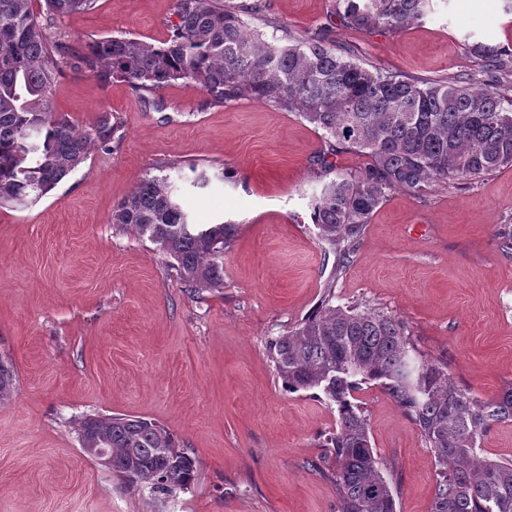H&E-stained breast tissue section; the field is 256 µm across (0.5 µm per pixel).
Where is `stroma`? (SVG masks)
<instances>
[{
  "label": "stroma",
  "instance_id": "obj_1",
  "mask_svg": "<svg viewBox=\"0 0 512 512\" xmlns=\"http://www.w3.org/2000/svg\"><path fill=\"white\" fill-rule=\"evenodd\" d=\"M226 2L263 39L345 45L364 67L421 83L478 74L472 43L512 49V0H429L422 20L367 31L336 0ZM174 20L172 0H96L41 24L51 41L155 44ZM54 101L82 129L111 111L122 139L38 202L0 206V358L15 375L0 402V512H337L324 446L336 408L288 391L267 351L326 296L403 319L414 347L479 400L512 386V167L389 191L341 268L311 202L369 159L330 154L298 113L217 104L181 84L104 86L71 66ZM165 165L198 223L236 227L222 290L190 294L154 244L113 227L117 205ZM355 397L396 512H430L435 464L416 425L377 385ZM112 414L167 427L195 461L194 483L159 495L83 454L80 422Z\"/></svg>",
  "mask_w": 512,
  "mask_h": 512
}]
</instances>
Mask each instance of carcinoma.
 <instances>
[{
	"instance_id": "cac0c4a2",
	"label": "carcinoma",
	"mask_w": 512,
	"mask_h": 512,
	"mask_svg": "<svg viewBox=\"0 0 512 512\" xmlns=\"http://www.w3.org/2000/svg\"><path fill=\"white\" fill-rule=\"evenodd\" d=\"M39 2V9L33 2ZM95 0H0V205L34 203L80 168L91 148L108 149L120 127L100 113L81 131L55 107L63 65L103 84L118 81L153 92L182 83L222 104L252 100L296 112L322 131L329 147L370 159L359 175L340 173L315 196L311 219L339 258L356 251L366 224L394 188L425 189L474 180L512 165V107L494 88L512 80V51L483 44L470 50L484 78L456 76L419 84L370 70L350 51L319 41L264 40L245 30L224 0H173L172 34L155 45L106 37L84 44L50 42L39 17L85 12ZM428 0H338L356 30L418 21ZM174 260L180 281L200 294L224 288V245L236 226L197 224L169 176L145 178L112 215ZM278 376L290 391L312 390L336 407L327 438L335 468L338 512H396L391 483L370 443V425L354 393L374 383L406 412L434 457L430 512H512V459L477 453L497 424L512 421V387L481 402L457 386L445 367L423 358L405 323L375 308L323 304L269 342ZM14 371L0 360V401L11 397ZM112 449V472L170 495L195 479L193 459L162 425L126 415L80 424Z\"/></svg>"
}]
</instances>
